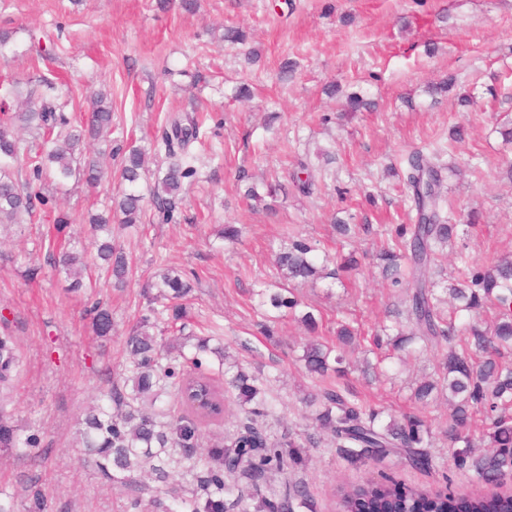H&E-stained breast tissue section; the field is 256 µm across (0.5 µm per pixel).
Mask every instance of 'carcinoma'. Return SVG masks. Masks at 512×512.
Here are the masks:
<instances>
[{
    "instance_id": "1",
    "label": "carcinoma",
    "mask_w": 512,
    "mask_h": 512,
    "mask_svg": "<svg viewBox=\"0 0 512 512\" xmlns=\"http://www.w3.org/2000/svg\"><path fill=\"white\" fill-rule=\"evenodd\" d=\"M455 88L456 79L451 74L428 84L433 96H445ZM17 96L23 97V109L0 113V226L30 224L38 206L47 204L42 188L33 185L35 180L57 188L71 179L93 187L109 180L99 159L84 151L86 139H96L112 126V106L104 94L91 95L89 120L79 125L63 105L36 96L33 89ZM203 122L198 112L167 117L160 138L153 144L167 166L158 170L147 198L138 190L146 149L125 148L121 144L112 149V153L122 156L120 177L127 184L114 199L120 223H139L146 199L154 208L153 222L174 221L183 179L194 174L188 149L198 141ZM19 130L33 134L38 140L35 147H22ZM407 164L403 185L415 213L414 223L396 225L391 243L378 253L383 278L389 287L404 292V308L396 313L397 337H389L382 326L373 332L372 343L378 350L389 345L402 351L410 338L417 337L427 345L447 350L440 367L442 383L424 381L416 388L415 396L424 400L438 388L448 391L452 418L445 436L456 466L467 467L486 484L497 486L512 474V416L506 413L512 406V363L508 361L512 355V258L475 266L461 252L457 277L442 289L449 300L436 295V283L428 278V272L451 244L457 229L443 210L444 171L453 169V165L445 166L437 157L421 151L409 154ZM24 168L30 173L25 181L20 179ZM292 183L299 193H311L313 174L307 163L298 164ZM281 188L279 183H253L246 188L244 197L259 206ZM89 224L98 243V257L105 266L84 260L82 254L66 246L58 252L51 240L46 249L47 260L72 278L77 289L96 287L101 271L112 276L115 286L123 285L129 275L128 261L112 243V216L95 215ZM314 251L305 238L288 240V245L274 254L279 278L302 286L333 278L337 270L350 271L357 265L356 260L348 258L329 271L317 265ZM153 287L156 293L149 299L148 314L136 321L126 338L128 374L120 384L108 382L97 406L81 421L84 462L113 485L133 489L137 496L130 507L135 510L140 508L141 495L148 494L161 512H296L298 508L315 512L303 483L288 482L280 493L264 491L271 475L283 472L286 466L303 464L304 457L302 445L292 434L272 440L256 426V418L270 410L262 377L236 362L219 367L216 376L204 372L201 356L210 350L206 337L198 338L195 351L188 355L182 336H171L166 348H161L157 336L150 332L155 327L151 319L165 315L174 324L182 320L185 308L179 300L192 292V286L180 271L167 267L158 274ZM257 296L260 305L275 310L285 308L290 313L304 304L303 297L294 291L285 296L271 285L259 290ZM445 301L446 311L441 309ZM488 302L498 309V317L490 326L479 319L480 310ZM87 316L97 336L112 335V309L107 303L95 300L87 309ZM360 335L362 329L352 322H338L336 338L342 345L352 344ZM174 350L177 356L173 358ZM302 360L312 376H324L331 370L339 376L345 373L340 367L345 357L331 358V349L317 340L305 345ZM21 365L15 336L1 332L0 448L19 456L24 455V449L39 443L37 433L15 422L8 411ZM171 388L176 391L179 409L156 407ZM228 397L236 399L245 421L229 444L201 447L202 425L220 422L224 416L198 401L205 398L212 403ZM305 402L316 407L317 431L329 434L340 453L352 463L381 459L398 450L414 468L435 465L434 458L423 450V421L415 416H392L381 427V410L352 392L346 396L332 386L308 394ZM474 408L490 421L488 450L479 455L475 454L468 432ZM173 451L180 452L192 475L193 487L184 494L169 491L163 499L156 495L157 488L136 477L145 473L157 482H166L168 456ZM24 512H49L48 500L35 482L28 486ZM341 512H512V494H429L406 488L395 477L385 475L379 482L344 493Z\"/></svg>"
}]
</instances>
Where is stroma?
<instances>
[{
    "mask_svg": "<svg viewBox=\"0 0 512 512\" xmlns=\"http://www.w3.org/2000/svg\"><path fill=\"white\" fill-rule=\"evenodd\" d=\"M344 13L353 24H342ZM231 23L250 30L258 62L246 63L241 49L225 44ZM0 33L9 36L0 51V107L16 110L15 82L78 116L87 114L91 92L103 91L112 105V134L88 143L97 155H109L116 141L148 146L168 113L211 115L203 142L193 148L196 173L183 182L176 222L153 223L148 209L139 224L112 226L131 274L122 288L106 276L97 283L98 297L112 309L110 338L95 336L84 316L87 290L70 291L62 273L49 270L29 282L22 272L28 256L45 261L41 235L62 211L72 219L67 238L93 258L86 216L110 208L119 178L97 188L70 182L62 191L47 189L39 223L0 227V332L16 337L23 361L11 410L39 431L26 456L0 450V492L22 498L35 477L50 512H126L133 491L113 488L83 465L78 422L107 380L128 368L125 338L147 309V284L165 267L182 271L193 287L185 302L187 333L218 334L233 359L263 372L271 411L258 424L268 436L290 432L300 441L314 432L315 410L304 398L327 384L386 412L418 416L429 432L427 450L436 460L430 470L396 455L350 463L326 435L304 450L303 468L274 476L271 489L304 481L316 512H340L344 492L385 474L429 493L485 491L474 472L457 469L448 456L447 402L414 397L423 377L438 376L443 349L392 356L376 380L359 370L366 340L345 348L349 369L341 378L311 377L300 356L313 336L335 345L337 321L356 320L369 334L399 307L376 255L389 226L412 221L401 181L402 160L411 152L437 151L443 162H460L444 194L457 245L471 260L481 265L512 254V144L496 130L512 122V102L504 98L512 88V0H198L192 13L159 11L156 0H0ZM432 42L437 51L430 55ZM41 47L49 58L38 57ZM287 58L297 68L282 81L279 67ZM450 74L473 105L427 95L428 83ZM242 83L252 86V100L232 99ZM331 83L340 85V96H327ZM353 91L372 108L343 113L342 96ZM456 124L466 129L459 143L448 138ZM303 159L315 177L307 196L290 183ZM264 179L285 189L266 207L251 209L245 187ZM337 216L357 226L348 242L338 240ZM227 224L242 228L238 243L219 238ZM292 234L309 239L328 268L348 256L358 267L301 287L316 308V335L285 315L270 340L253 291L275 281L271 255Z\"/></svg>",
    "mask_w": 512,
    "mask_h": 512,
    "instance_id": "obj_1",
    "label": "stroma"
}]
</instances>
